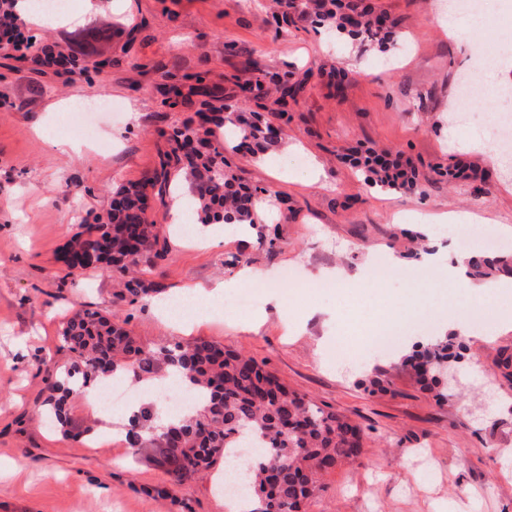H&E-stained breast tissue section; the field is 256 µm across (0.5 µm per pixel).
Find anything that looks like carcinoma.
Instances as JSON below:
<instances>
[{
	"instance_id": "obj_1",
	"label": "carcinoma",
	"mask_w": 512,
	"mask_h": 512,
	"mask_svg": "<svg viewBox=\"0 0 512 512\" xmlns=\"http://www.w3.org/2000/svg\"><path fill=\"white\" fill-rule=\"evenodd\" d=\"M275 30L306 19L329 24L336 32L369 45L387 47L397 30L396 19L376 10L372 0H276ZM330 84L343 86L359 76L357 71L331 69L320 73ZM315 74L279 75L258 71L242 82L235 74L224 76L230 92L216 98V116L191 119L167 131L159 167L141 183L122 186L103 216L85 221L84 230L69 244L79 263L68 274L86 268L93 259L122 275L117 299H148L157 289L144 279L169 251L161 225L147 216L148 189L166 205L171 177L185 173L193 178L195 197L203 222L235 221L253 229L266 190L239 181L225 154L277 148L284 144L286 108L301 98ZM353 164L370 187L422 190L436 180L477 179L479 168L456 163L395 173L397 158L370 149L353 154ZM466 276L474 280L512 279V253H474L465 261ZM60 348L74 355L62 369L43 359L41 406L53 414L62 433L74 439L91 431L73 423L68 400L77 388L128 372L134 379L158 382L171 368L178 369L191 390L201 396L193 413L171 419L160 432L153 426L152 407L145 406L128 421L125 441L134 454H145L164 467L178 486L225 459V449L235 447L245 435L261 438L267 452L248 474L251 508L248 512H304L308 500L320 490L319 476L361 454L362 430L350 419L328 411L289 390L255 360L210 340L190 344L174 342L161 348L141 344L124 322L95 310L76 311L60 331ZM448 339L415 349L403 358L412 363L419 381L429 388L441 381L451 360L460 357Z\"/></svg>"
}]
</instances>
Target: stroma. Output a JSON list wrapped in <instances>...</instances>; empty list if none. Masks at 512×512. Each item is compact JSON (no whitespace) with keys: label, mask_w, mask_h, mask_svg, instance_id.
Wrapping results in <instances>:
<instances>
[{"label":"stroma","mask_w":512,"mask_h":512,"mask_svg":"<svg viewBox=\"0 0 512 512\" xmlns=\"http://www.w3.org/2000/svg\"><path fill=\"white\" fill-rule=\"evenodd\" d=\"M94 2L93 10L75 7L57 24L34 25L33 33L66 52L87 45L100 54L103 75L90 71L65 85L0 53V459L17 467L0 480V512H225L214 475L161 495L172 486L169 475L133 458L124 439L75 440L38 414V363L46 357L70 365L59 332L86 307L126 320L148 347L223 344L358 424L361 455L324 476L308 512H512V379L496 366L501 353L512 355V329L484 339L455 329L458 316L479 306H512V295L478 299L462 292L419 259L403 257L401 236L414 224L435 228L450 213L475 215L484 228L512 225V165L495 167L484 182L438 181L419 194L366 189L361 170L340 159L370 147L402 153L421 167L452 157L484 166L482 154L461 146L492 133L504 101L491 93L484 98L488 110L458 111L457 84L471 67L465 42L500 55L512 50L505 34L512 0H493V26L458 16L455 38L443 0H374L399 22L398 43L383 51L305 21L276 31L271 0ZM333 67L355 68L359 76L339 93L312 81L305 97L288 106L280 149L228 157L245 183L289 198L292 211L276 216L274 249L261 246L254 229L198 249L167 223L165 209L155 216L170 246L149 276L161 294L234 280L237 269L224 261L244 252L266 278L244 287L258 297L256 311L213 315L181 334L150 302L115 299L114 272L91 267L78 287L61 286L67 244L87 216L105 214L118 186L151 176L162 148L158 128L199 109L196 95L171 105V86L189 92L199 83L223 84L228 73L245 81L260 69L300 75ZM76 96L92 108L88 141L46 117ZM310 159L320 169L315 180L305 166ZM70 183L81 184L82 194L67 193ZM377 256L399 259L402 267L383 289L360 292L357 280ZM287 268L309 284L318 273L334 272L348 292L361 293L366 311L356 348L370 367L331 353L350 319L335 291L302 304L290 283L281 290L285 306L270 302V286ZM394 311L412 332L398 349H373ZM436 335L464 346L452 365L462 386L442 402L400 364L402 354ZM378 376L385 388L371 386Z\"/></svg>","instance_id":"stroma-1"}]
</instances>
